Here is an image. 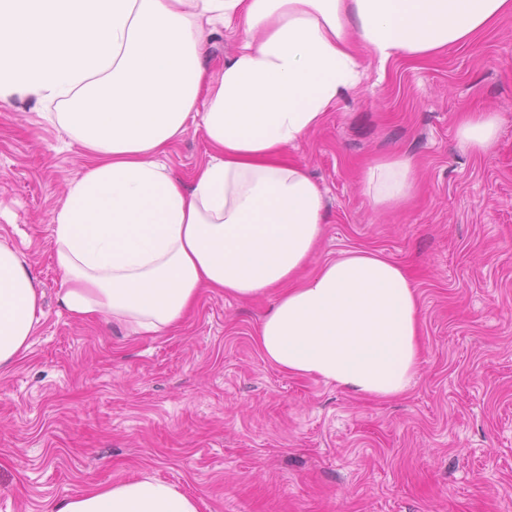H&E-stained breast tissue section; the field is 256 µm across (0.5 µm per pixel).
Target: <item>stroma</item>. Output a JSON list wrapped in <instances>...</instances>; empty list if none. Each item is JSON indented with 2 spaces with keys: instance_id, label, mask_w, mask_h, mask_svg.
Instances as JSON below:
<instances>
[{
  "instance_id": "35a3bbf8",
  "label": "stroma",
  "mask_w": 512,
  "mask_h": 512,
  "mask_svg": "<svg viewBox=\"0 0 512 512\" xmlns=\"http://www.w3.org/2000/svg\"><path fill=\"white\" fill-rule=\"evenodd\" d=\"M470 111L501 120L478 155L457 139ZM207 150L191 126L168 163L187 181ZM288 154L325 192L309 269L369 249L418 291L422 362L398 397L267 362L269 296L202 292L155 335L68 316L50 216L86 157L32 104L0 107V241L43 294L29 350L0 372V512L145 475L199 512H512V16L431 61L370 71ZM391 154L414 159L420 190L375 208L362 174Z\"/></svg>"
}]
</instances>
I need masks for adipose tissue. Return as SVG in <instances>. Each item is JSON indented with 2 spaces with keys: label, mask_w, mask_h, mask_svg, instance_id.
<instances>
[{
  "label": "adipose tissue",
  "mask_w": 512,
  "mask_h": 512,
  "mask_svg": "<svg viewBox=\"0 0 512 512\" xmlns=\"http://www.w3.org/2000/svg\"><path fill=\"white\" fill-rule=\"evenodd\" d=\"M512 15V0H0V106L30 101L88 159L53 211L61 303L78 320L135 332L177 327L202 289L280 294L257 335L266 361L361 395L407 391L422 359L417 290L396 263L354 249L302 283L317 251L325 196L288 150L330 106L397 58L470 44ZM237 30L218 76L209 37ZM197 121L210 150L190 182L164 161ZM500 118L467 114L461 145L480 153ZM411 159L373 161L375 207L405 203ZM41 293L0 242V371L30 347ZM50 512H199L197 500L145 476L92 487Z\"/></svg>",
  "instance_id": "obj_1"
}]
</instances>
